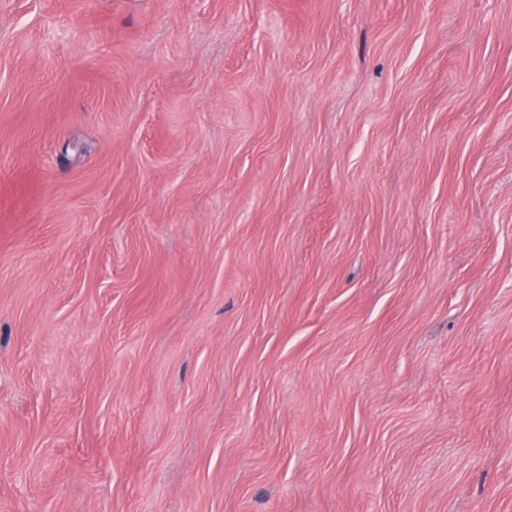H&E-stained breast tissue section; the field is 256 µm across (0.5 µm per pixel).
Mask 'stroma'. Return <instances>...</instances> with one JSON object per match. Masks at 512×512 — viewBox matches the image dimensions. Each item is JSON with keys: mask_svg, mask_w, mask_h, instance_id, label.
<instances>
[{"mask_svg": "<svg viewBox=\"0 0 512 512\" xmlns=\"http://www.w3.org/2000/svg\"><path fill=\"white\" fill-rule=\"evenodd\" d=\"M0 512H512V0H0Z\"/></svg>", "mask_w": 512, "mask_h": 512, "instance_id": "obj_1", "label": "stroma"}]
</instances>
